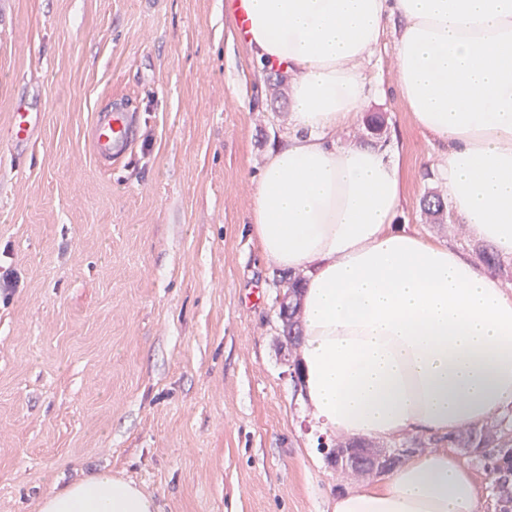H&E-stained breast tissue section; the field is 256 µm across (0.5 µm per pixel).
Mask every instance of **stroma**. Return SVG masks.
Instances as JSON below:
<instances>
[{
	"label": "stroma",
	"instance_id": "stroma-1",
	"mask_svg": "<svg viewBox=\"0 0 512 512\" xmlns=\"http://www.w3.org/2000/svg\"><path fill=\"white\" fill-rule=\"evenodd\" d=\"M340 142L390 146L398 227L470 251L423 210L440 148L395 92V32L360 66ZM36 120L10 145L12 106ZM132 104L133 152L102 171L96 111ZM229 0H0V512L106 467L162 512H332L349 482L291 376L285 272L246 233L253 176L288 134ZM384 121L380 135L367 120Z\"/></svg>",
	"mask_w": 512,
	"mask_h": 512
}]
</instances>
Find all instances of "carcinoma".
Instances as JSON below:
<instances>
[{
    "mask_svg": "<svg viewBox=\"0 0 512 512\" xmlns=\"http://www.w3.org/2000/svg\"><path fill=\"white\" fill-rule=\"evenodd\" d=\"M474 250L487 266L493 268L500 265L498 253L491 246L476 244ZM301 282L302 277L299 275L288 277V299L282 301L279 308L283 337L290 346L298 345L302 338L298 324ZM441 441L447 442L450 448L472 449L470 460L482 466L485 471L496 473L505 479V483L499 487L496 486L495 479H490L489 495L496 494L494 489H499L496 495L499 498L500 512H512V484L506 483V479H512V415H506L490 424L462 429L446 438L410 437L400 442V445L424 448Z\"/></svg>",
    "mask_w": 512,
    "mask_h": 512,
    "instance_id": "carcinoma-1",
    "label": "carcinoma"
}]
</instances>
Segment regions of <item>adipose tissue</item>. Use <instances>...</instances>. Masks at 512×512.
I'll return each mask as SVG.
<instances>
[{"label": "adipose tissue", "mask_w": 512, "mask_h": 512, "mask_svg": "<svg viewBox=\"0 0 512 512\" xmlns=\"http://www.w3.org/2000/svg\"><path fill=\"white\" fill-rule=\"evenodd\" d=\"M246 44L291 76L284 144L255 177L249 234L263 257L306 275L304 405L345 439L444 436L512 410V291L456 247L394 227L397 157L337 141L367 99L357 65L386 21L397 90L448 146L453 217L512 257V0H245ZM472 472L445 448L337 494L333 512H480ZM38 512H159L102 470L44 496Z\"/></svg>", "instance_id": "ef3b65f1"}]
</instances>
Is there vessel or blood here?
<instances>
[{"label":"vessel or blood","instance_id":"vessel-or-blood-1","mask_svg":"<svg viewBox=\"0 0 512 512\" xmlns=\"http://www.w3.org/2000/svg\"><path fill=\"white\" fill-rule=\"evenodd\" d=\"M32 115L24 102H16L12 112L11 142L24 145ZM137 127V118L129 106L120 103L110 109L94 114L91 127L93 155L100 169H111L112 165L124 159L131 151Z\"/></svg>","mask_w":512,"mask_h":512}]
</instances>
